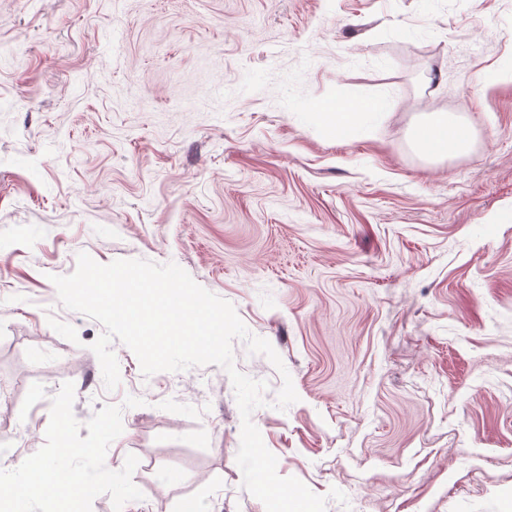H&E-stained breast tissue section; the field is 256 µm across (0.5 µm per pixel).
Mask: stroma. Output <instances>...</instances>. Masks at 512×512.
<instances>
[{
  "instance_id": "stroma-1",
  "label": "stroma",
  "mask_w": 512,
  "mask_h": 512,
  "mask_svg": "<svg viewBox=\"0 0 512 512\" xmlns=\"http://www.w3.org/2000/svg\"><path fill=\"white\" fill-rule=\"evenodd\" d=\"M346 99L380 107L336 137ZM433 112L468 152L416 148ZM82 252L176 263L272 344L286 410L234 365L326 512H512V0H0V470L70 381L79 423L122 408V512H266L223 368L147 377L116 340L106 390L50 280Z\"/></svg>"
}]
</instances>
